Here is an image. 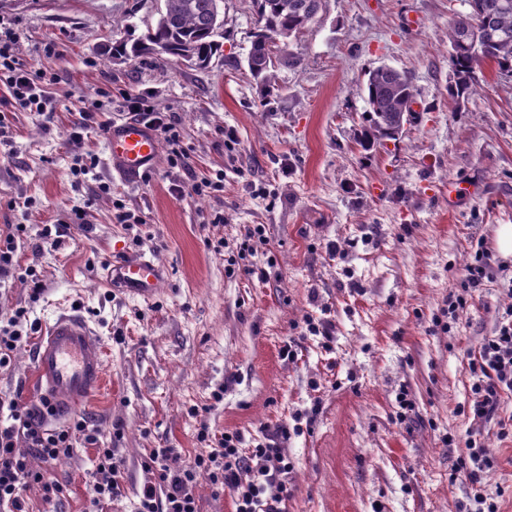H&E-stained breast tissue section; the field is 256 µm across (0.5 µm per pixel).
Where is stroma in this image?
Here are the masks:
<instances>
[{"instance_id": "stroma-1", "label": "stroma", "mask_w": 512, "mask_h": 512, "mask_svg": "<svg viewBox=\"0 0 512 512\" xmlns=\"http://www.w3.org/2000/svg\"><path fill=\"white\" fill-rule=\"evenodd\" d=\"M160 7L0 0L20 57L53 78L55 100L53 120L13 115L11 143L0 146V227L26 225L16 259L43 284L36 297L18 277L0 285V319L21 307L44 326L74 311L106 351L105 390L78 414L46 416V428L82 416L122 459L124 494L101 512H134L150 449H172L180 464L201 427L239 432L251 448L281 425L292 429L295 465L288 512H474L468 481L449 478L459 451L445 440L474 427L466 354L512 305V258L496 247L499 225L512 224V75L483 63L464 104L449 98L448 23L469 12L467 0H326L290 45L298 63L277 64L269 103L247 66L250 0H224L222 53L209 69L114 55ZM380 65L410 73L414 103L398 140L365 151L356 136L367 72ZM123 90L148 91L176 113L191 171L163 148L150 180L130 187L113 177L103 136L72 139L79 100L120 121ZM203 180L222 188L191 193ZM452 185L462 189L454 199ZM120 204L143 212L145 226L116 223ZM47 224L59 231L50 244L40 238ZM256 224L266 243L239 257ZM479 244L492 277L450 331L437 330ZM139 256L169 272L149 301L104 279L107 262ZM308 318L330 322L331 341L307 332ZM33 353L26 345L0 370V395L36 409ZM404 391L415 412L399 423ZM479 428L498 459L485 490L512 512V438L499 439L493 422ZM95 449L76 442L53 465L67 487L54 512H100L87 493Z\"/></svg>"}]
</instances>
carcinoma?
Here are the masks:
<instances>
[{
	"label": "carcinoma",
	"mask_w": 512,
	"mask_h": 512,
	"mask_svg": "<svg viewBox=\"0 0 512 512\" xmlns=\"http://www.w3.org/2000/svg\"><path fill=\"white\" fill-rule=\"evenodd\" d=\"M318 0H252L257 26L250 54L256 70L252 77L270 97L275 91L274 63L270 57L293 59L290 41L267 46L266 33L273 29L294 34L304 29L307 6ZM469 27L485 32L474 51L463 49L458 40V21L448 26L452 77L448 95L455 104L471 93L475 69L484 62H493L501 71L512 74V0H468ZM224 21L217 0H164L155 25L137 42H118L113 47L120 56L139 58L166 54L173 60L182 56L196 60L193 67L205 70L208 61L221 53ZM367 119L360 145L368 149L385 140H395L401 133L411 111L414 89L405 71L378 66L368 72L366 82Z\"/></svg>",
	"instance_id": "carcinoma-1"
}]
</instances>
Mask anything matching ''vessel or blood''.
<instances>
[{
    "label": "vessel or blood",
    "mask_w": 512,
    "mask_h": 512,
    "mask_svg": "<svg viewBox=\"0 0 512 512\" xmlns=\"http://www.w3.org/2000/svg\"><path fill=\"white\" fill-rule=\"evenodd\" d=\"M113 174L136 183L158 162L159 143L140 122L128 119L104 133ZM107 277L123 294L149 300L167 281L163 265L138 257L113 261ZM105 350L88 320L79 314H60L45 328L34 349V379L54 411L82 407L105 386Z\"/></svg>",
    "instance_id": "obj_1"
}]
</instances>
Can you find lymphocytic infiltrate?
<instances>
[{"label":"lymphocytic infiltrate","mask_w":512,"mask_h":512,"mask_svg":"<svg viewBox=\"0 0 512 512\" xmlns=\"http://www.w3.org/2000/svg\"><path fill=\"white\" fill-rule=\"evenodd\" d=\"M13 29L0 30V143L9 132V116L16 111L45 112L52 105L49 84L31 63L20 59L14 46ZM128 112L162 138L170 148L174 166L191 170L192 158L181 145L178 123L173 113L159 110L145 92H122ZM473 377L469 415L482 423L498 417L504 395L512 394V309L500 317L493 336L480 344L469 357ZM43 412L29 409L14 397H0V512H26V492L39 487L44 503L63 497L65 486L50 475L47 467L59 458L71 455L74 440L97 446L89 496L95 505L111 503L121 497V461L114 451L99 447L100 431L86 419H77L73 428L50 430L43 424ZM288 437L286 427L266 434L251 451L241 449L237 432L218 436L200 430L198 451L186 463L172 466V451L153 449L146 464L150 473L137 492L135 512H200L195 495L198 474H207L216 492L228 491L235 498L236 512H283L293 496L290 476L294 463L281 442ZM463 449L456 458L454 473L465 477L474 491L473 498L483 512H501L499 501L482 494L485 475L497 460L476 432L462 440ZM38 455L44 469L34 468L30 457Z\"/></svg>","instance_id":"1"}]
</instances>
